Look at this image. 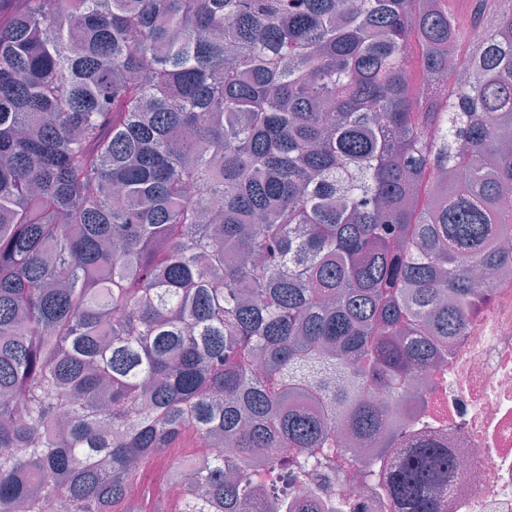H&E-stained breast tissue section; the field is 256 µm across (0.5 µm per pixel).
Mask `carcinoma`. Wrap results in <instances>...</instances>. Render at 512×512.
<instances>
[{
  "label": "carcinoma",
  "instance_id": "1",
  "mask_svg": "<svg viewBox=\"0 0 512 512\" xmlns=\"http://www.w3.org/2000/svg\"><path fill=\"white\" fill-rule=\"evenodd\" d=\"M457 2L0 0V512H249L343 429L442 512L402 409L512 266V0Z\"/></svg>",
  "mask_w": 512,
  "mask_h": 512
}]
</instances>
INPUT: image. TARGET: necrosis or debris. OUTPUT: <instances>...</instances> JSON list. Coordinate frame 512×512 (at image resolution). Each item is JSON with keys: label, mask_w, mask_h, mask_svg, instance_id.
<instances>
[{"label": "necrosis or debris", "mask_w": 512, "mask_h": 512, "mask_svg": "<svg viewBox=\"0 0 512 512\" xmlns=\"http://www.w3.org/2000/svg\"><path fill=\"white\" fill-rule=\"evenodd\" d=\"M431 377L437 393L428 414L457 465L440 494L442 512H512V269L496 279ZM308 470L288 485V497L311 490L322 512H393L364 477L384 473L369 455Z\"/></svg>", "instance_id": "4bbe7bcc"}]
</instances>
